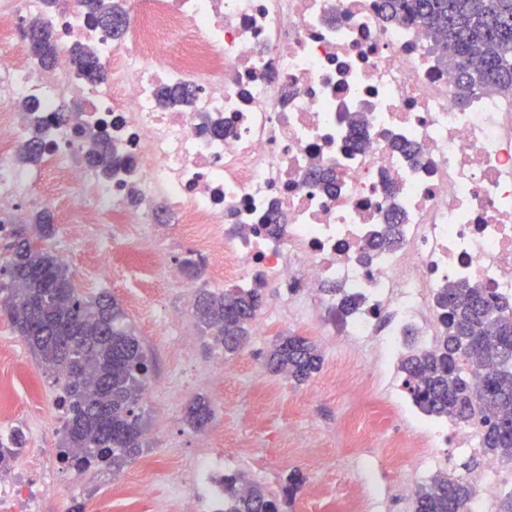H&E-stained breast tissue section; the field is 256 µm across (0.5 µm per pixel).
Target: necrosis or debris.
Masks as SVG:
<instances>
[{
    "mask_svg": "<svg viewBox=\"0 0 512 512\" xmlns=\"http://www.w3.org/2000/svg\"><path fill=\"white\" fill-rule=\"evenodd\" d=\"M382 0H142L124 43L95 27L80 0L49 10L46 0H0V28L40 17L59 47L53 68L33 65L24 48L0 53V213L48 176L49 199L72 240L118 218L145 278H176L168 252L186 244L236 288L263 282L302 321L335 308L332 283L359 296L339 330L371 343L374 382L387 410L405 416L414 478L434 463L443 439L467 455L481 451V426L431 420L394 373L408 344L432 347L434 298L472 282L512 300V94L455 98L443 46L419 24L387 20ZM185 47L164 56L166 41ZM91 49L108 70L81 76L73 48ZM188 86V102L166 106L157 91ZM40 100L50 117V149L35 166L14 164L23 131L13 106ZM80 100L131 166L106 177L73 163L85 141L63 119ZM365 142L354 147L353 117ZM331 172L337 190L311 179ZM402 216L398 247L370 250L389 208ZM285 222L271 230L272 213ZM167 220L174 236L153 229ZM392 319L376 334L381 311ZM59 467L38 457L0 481V512H40ZM179 512H224V456L197 459L173 484Z\"/></svg>",
    "mask_w": 512,
    "mask_h": 512,
    "instance_id": "4bbe7bcc",
    "label": "necrosis or debris"
}]
</instances>
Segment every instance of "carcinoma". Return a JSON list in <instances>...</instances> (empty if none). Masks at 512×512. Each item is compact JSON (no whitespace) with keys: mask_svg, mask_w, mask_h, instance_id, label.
I'll return each mask as SVG.
<instances>
[{"mask_svg":"<svg viewBox=\"0 0 512 512\" xmlns=\"http://www.w3.org/2000/svg\"><path fill=\"white\" fill-rule=\"evenodd\" d=\"M97 24L114 40L126 28L119 22L127 12L103 0H81ZM386 16L399 23H417L429 37L448 45V64L457 73V97L465 101L477 90L512 92V0H382ZM26 30L40 33L45 43L41 66L57 57L49 23L37 19ZM73 63L91 81L101 79L104 65L84 50H73ZM29 135L20 160L38 161L47 149L48 125L37 116L34 101L20 105ZM92 142L87 165L104 171L128 163L112 148L97 126H81ZM55 233L53 217L36 216L31 224H15L7 246L3 271L9 283L0 286V309L38 356L64 379L67 420L60 443L61 461L78 471L106 463L112 472L142 452L144 414L141 400L152 360L120 304L102 294L78 292L64 261L47 245ZM400 242L397 213L387 215L378 248ZM260 288H227L220 293L200 289L196 298L198 324L215 330L224 352L235 353L246 343L248 326L257 316ZM356 298L342 292L335 318L357 308ZM440 333L430 349L408 347L399 369L404 385L425 414L451 418L460 425L475 419L482 424L483 452L491 459L512 462V301L495 297L478 285L460 284L437 293ZM323 358L305 336H281L266 366L299 383L319 372ZM213 416L210 402L199 397L186 410L194 428ZM21 452V440L0 444V473ZM303 482L297 471L288 473L276 495L249 482L241 473L224 475V512H281V497H291ZM474 488L436 474L413 491V512H468Z\"/></svg>","mask_w":512,"mask_h":512,"instance_id":"cac0c4a2","label":"carcinoma"}]
</instances>
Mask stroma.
<instances>
[{
  "label": "stroma",
  "instance_id": "1",
  "mask_svg": "<svg viewBox=\"0 0 512 512\" xmlns=\"http://www.w3.org/2000/svg\"><path fill=\"white\" fill-rule=\"evenodd\" d=\"M50 245L65 255L82 294H112L154 359L142 401L146 446L122 473L147 476L161 512H171V485L220 432L229 438L223 446L225 472L244 474L276 492L288 472L301 471L305 482L283 512H349V497L356 488L366 490L369 512H413L403 489L410 480V463L385 452L391 441L408 435L400 416L389 415L363 448L354 447L351 435L340 426L361 404L380 405L385 398L370 387L352 390L328 384L326 373L334 366L347 360L360 365L372 356L370 345L353 347L338 335L331 311L305 324L289 305H282L280 321L266 335L250 337L238 352L228 354L211 333L202 331L193 305L186 302L187 285L215 281L209 267L199 266L196 276H184L180 287L160 278L142 289L134 260L103 281L87 268L84 246L70 243L64 227H57ZM159 309L179 312L183 325L175 330L159 325ZM290 332L313 341L323 355L321 372L303 384L270 373L265 366L275 340ZM198 397L208 399L213 409L211 422L202 429L191 428L185 420L188 404ZM314 444L322 450L323 465L311 460ZM110 473L106 466L83 473L65 471L46 512H71L79 504L85 512H123L107 486Z\"/></svg>",
  "mask_w": 512,
  "mask_h": 512
}]
</instances>
